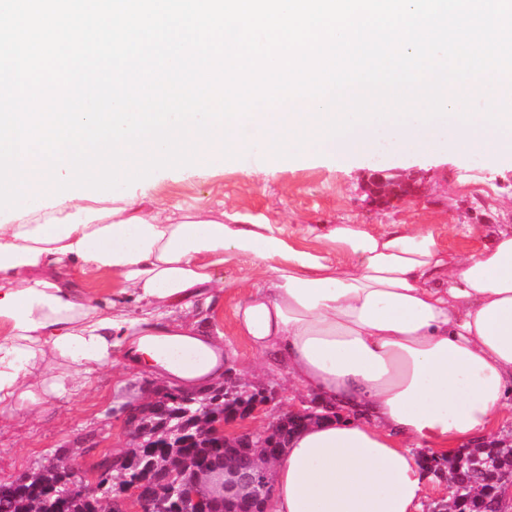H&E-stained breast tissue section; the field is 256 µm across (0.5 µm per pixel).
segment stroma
Listing matches in <instances>:
<instances>
[{
    "mask_svg": "<svg viewBox=\"0 0 512 512\" xmlns=\"http://www.w3.org/2000/svg\"><path fill=\"white\" fill-rule=\"evenodd\" d=\"M384 170L414 175L424 188L423 197L394 202L386 211L370 207L364 185ZM122 192L166 212L189 207L222 211L289 231L308 225L323 231L332 224H433L455 250L475 249L483 242V231L512 224V165L494 166L479 154L417 160L385 153L339 165L307 157L270 162L263 173L249 162L216 157L197 167L157 170ZM223 275L221 296L200 313V324L222 333L225 355L239 381L277 389L278 399L246 423L247 429L258 431L306 395L235 328V304L250 288L263 284L266 274L246 261L233 260L225 263ZM162 384L146 373L123 372L117 359L98 373L82 396L53 398L40 409L0 421V480L32 473L60 451L77 469L90 472L97 458L129 446L122 406L141 397L145 388Z\"/></svg>",
    "mask_w": 512,
    "mask_h": 512,
    "instance_id": "1",
    "label": "stroma"
}]
</instances>
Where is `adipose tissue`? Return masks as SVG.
Listing matches in <instances>:
<instances>
[{"instance_id":"obj_1","label":"adipose tissue","mask_w":512,"mask_h":512,"mask_svg":"<svg viewBox=\"0 0 512 512\" xmlns=\"http://www.w3.org/2000/svg\"><path fill=\"white\" fill-rule=\"evenodd\" d=\"M314 106L297 98L232 122L235 152L265 167L272 137ZM380 149L497 162L512 158V125L389 120L314 151L350 162ZM233 259L273 275L237 305L238 332L275 351L296 389L344 411L291 437L271 467V512H420L423 453L483 435L512 402L511 224L453 252L432 224H335L297 238L202 210L165 216L129 197L39 204L0 224V420L80 396L116 352L184 390L222 379L223 344L188 317ZM95 279L119 281L141 315L96 297ZM49 355L60 373L30 383Z\"/></svg>"}]
</instances>
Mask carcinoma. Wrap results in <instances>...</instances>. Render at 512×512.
Masks as SVG:
<instances>
[{"mask_svg": "<svg viewBox=\"0 0 512 512\" xmlns=\"http://www.w3.org/2000/svg\"><path fill=\"white\" fill-rule=\"evenodd\" d=\"M251 400L247 392L230 395L221 385L168 393L145 406L142 439L119 455L104 456L99 466L107 467L109 474L119 472L122 489L131 482L172 472L185 482L195 481L201 457L219 460L226 454H263V448H222L205 438L212 423L233 418ZM424 468L464 488V497L454 504L458 512H485L484 499L496 487V469L512 474V447L466 448L442 458L430 456ZM63 476L58 460L52 459L22 478L0 481V512H105V507L94 508L83 500L61 499Z\"/></svg>", "mask_w": 512, "mask_h": 512, "instance_id": "1", "label": "carcinoma"}]
</instances>
